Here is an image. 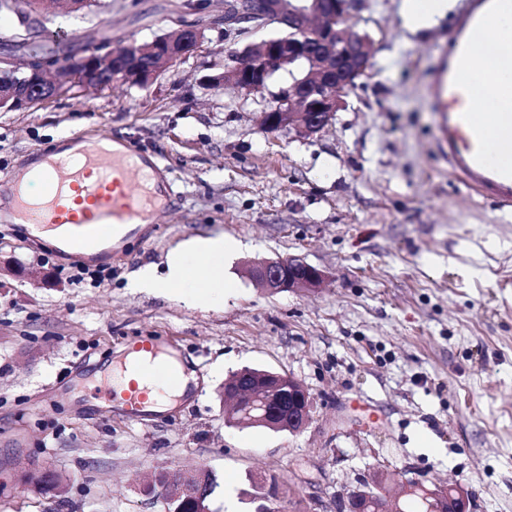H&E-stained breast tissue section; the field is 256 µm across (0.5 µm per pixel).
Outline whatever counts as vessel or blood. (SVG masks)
<instances>
[{
	"instance_id": "vessel-or-blood-1",
	"label": "vessel or blood",
	"mask_w": 512,
	"mask_h": 512,
	"mask_svg": "<svg viewBox=\"0 0 512 512\" xmlns=\"http://www.w3.org/2000/svg\"><path fill=\"white\" fill-rule=\"evenodd\" d=\"M511 5L512 0H471L439 46L440 65L431 81L442 153L456 174L503 207L512 206V89H497L500 112L493 127L477 122L462 103L477 89L470 77L469 55L492 20ZM24 175L40 183V197H28L19 180H11L14 223L28 230L67 227V245L77 258L87 254L93 237L106 232L114 245H122L141 225L153 223L164 201L157 166L130 142L112 151L91 145L80 158H50ZM133 175L138 178L134 185L129 182ZM133 350L143 356L140 381L177 384L178 376L161 359L162 348L154 337H140ZM146 396L137 384L119 395L111 390L104 394L105 399H119L132 420L138 418Z\"/></svg>"
}]
</instances>
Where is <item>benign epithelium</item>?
I'll list each match as a JSON object with an SVG mask.
<instances>
[{
	"label": "benign epithelium",
	"instance_id": "benign-epithelium-1",
	"mask_svg": "<svg viewBox=\"0 0 512 512\" xmlns=\"http://www.w3.org/2000/svg\"><path fill=\"white\" fill-rule=\"evenodd\" d=\"M10 11L29 32L40 26L39 14L31 10V0H9ZM260 9L255 19L274 21L287 34L258 44L259 53L248 45L231 55V64L212 82L227 80L239 90L261 93L280 71L288 72L291 83L281 90L267 110L261 125L268 130L290 128L310 137L325 130L342 107V94L368 75L367 39L347 29L344 22L358 0H256ZM225 20H248L246 0H235L227 8ZM203 40L195 24H184L176 37H157L146 45L128 47L123 53L108 44L70 58L34 60L18 66L15 56L0 55V109L22 110L65 94L73 87L98 89L110 85L112 69L136 72L141 85L153 81L164 69L194 52ZM252 277L271 291L318 288L323 272L298 256L255 264ZM224 395L238 403L239 413L248 422L271 429L302 431L311 418L312 398L297 379L268 373L258 378L250 370H239L232 383L224 382ZM168 484L177 486L184 503L200 497L203 484L178 472ZM443 504L439 512H473V501L461 483L430 489Z\"/></svg>",
	"mask_w": 512,
	"mask_h": 512
}]
</instances>
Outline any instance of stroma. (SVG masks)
<instances>
[{
	"mask_svg": "<svg viewBox=\"0 0 512 512\" xmlns=\"http://www.w3.org/2000/svg\"><path fill=\"white\" fill-rule=\"evenodd\" d=\"M401 3L359 0L348 24L368 40L369 76L303 137L260 124L287 72L260 93L209 82L281 25L227 26L228 0H112L100 13L45 0V27L80 44L104 33L138 45L183 23L204 39L148 84L0 111V178L65 132L134 142L168 189L154 229L93 260L24 234L0 203V263L23 270L0 274V471L20 477L0 488V512H167L144 491L167 468L211 471L213 512H255L272 487L285 512H336L378 470L395 484L466 483L475 512H512V209L451 173L430 96L468 0L416 34ZM218 234L241 247L215 306L191 287L129 288L178 244ZM289 256L321 269V286L272 293L249 273ZM141 336L172 346L201 383L136 423L92 391ZM244 367L304 384V430L234 422L224 382Z\"/></svg>",
	"mask_w": 512,
	"mask_h": 512,
	"instance_id": "stroma-1",
	"label": "stroma"
}]
</instances>
